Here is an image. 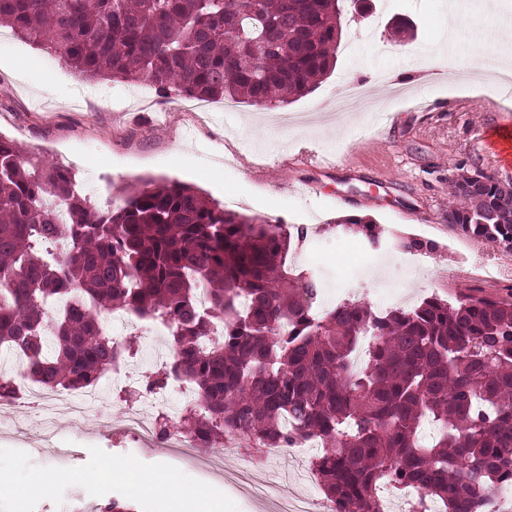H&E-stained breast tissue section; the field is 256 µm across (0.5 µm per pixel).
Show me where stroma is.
Listing matches in <instances>:
<instances>
[{
    "label": "stroma",
    "instance_id": "obj_1",
    "mask_svg": "<svg viewBox=\"0 0 512 512\" xmlns=\"http://www.w3.org/2000/svg\"><path fill=\"white\" fill-rule=\"evenodd\" d=\"M483 0H371L366 16L351 13L334 71L289 104L309 119L300 129L273 125L270 113L223 102L190 110L181 96L162 100L149 86L86 80L47 48L13 39L0 47V136L68 168L80 187L120 189L134 176L165 177L201 190L235 212L303 229L317 241L314 266L289 251L286 268L307 278L346 282L345 299L378 307L384 292L410 305L437 295L512 302V253L479 241L448 221V179L479 169L512 178V155L490 133L512 124L472 83L479 41L512 43V11L481 16ZM468 17V28L453 25ZM364 83V100L341 105L347 82ZM365 215L380 246L336 223ZM427 249H406L407 240ZM100 426L61 425L50 444L0 425V475L21 483L47 479L37 494L0 493V512H102L111 502L130 512H273L272 500L248 495L231 479L247 443L224 444V466L198 455L151 448L118 432L126 404L111 375L98 382ZM131 458L133 471L110 475L108 463ZM282 476L284 494L323 498L308 482L310 457L255 458ZM179 474L184 493L146 487L148 476Z\"/></svg>",
    "mask_w": 512,
    "mask_h": 512
}]
</instances>
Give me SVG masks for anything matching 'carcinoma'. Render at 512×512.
I'll use <instances>...</instances> for the list:
<instances>
[{"mask_svg":"<svg viewBox=\"0 0 512 512\" xmlns=\"http://www.w3.org/2000/svg\"><path fill=\"white\" fill-rule=\"evenodd\" d=\"M344 11V0H0V28L49 46L80 78L281 109L333 71ZM473 174L466 192L449 180L448 223L512 247V204L494 175ZM122 193L94 206L68 169L0 137V347L22 351L32 382L81 389L127 360L133 344H113L101 318L121 310L170 327L172 360L146 389L192 383L200 404L184 421L203 444L319 438L313 470L334 512H381L387 482L418 492L410 512H489L490 490L512 482L511 302L432 296L377 314L346 300L319 315L317 283L285 268V226L177 180L135 179ZM336 223L376 237L369 217ZM365 329L374 342L357 365ZM426 422L438 434L424 445Z\"/></svg>","mask_w":512,"mask_h":512,"instance_id":"obj_1","label":"carcinoma"}]
</instances>
